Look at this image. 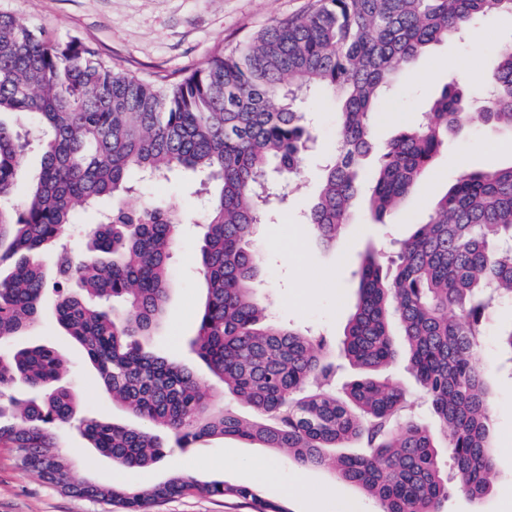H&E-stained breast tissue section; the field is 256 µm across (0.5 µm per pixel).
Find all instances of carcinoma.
I'll list each match as a JSON object with an SVG mask.
<instances>
[{
  "label": "carcinoma",
  "mask_w": 512,
  "mask_h": 512,
  "mask_svg": "<svg viewBox=\"0 0 512 512\" xmlns=\"http://www.w3.org/2000/svg\"><path fill=\"white\" fill-rule=\"evenodd\" d=\"M512 16V0H311L304 13L278 19L200 66L145 79L79 37L48 39L0 13V250L14 259L0 276V447L18 466L61 491L126 512L193 491L251 502L257 512H292L252 486L174 473L151 486L69 479L71 460L56 430L79 420L91 447L118 466L139 470L163 457L161 437L186 448L207 437L286 450L303 467L374 498L379 512H444L461 492L473 500L494 475L491 401L476 353L486 325L512 304V165L463 170L429 218L397 243L394 255H364L358 301L343 340L344 359L363 375L337 393L340 363L322 336L272 321L257 296L255 224L286 199L309 140L301 105L316 90L342 100L338 140L324 165L306 219L333 246L350 223L372 152L377 108L399 72L429 45L489 15ZM490 94L469 112L455 81L444 84L427 117L382 150L371 173L369 205L381 221L431 168L448 139L474 118L512 132V40L489 60ZM37 134L23 132L28 120ZM41 155L38 175L18 209L9 203L24 156ZM183 169L211 196L203 217L201 265L207 300L190 350L220 386L201 390L184 366L141 341L160 324L183 214L163 202L114 206L91 226V246L75 257L62 244L78 207L128 194L137 178ZM58 247L62 294L58 325L85 350L112 402L141 421L133 428L77 418L79 394L57 385L67 366L45 345L19 347L39 316L46 281L39 252ZM501 366L512 370V327L499 333ZM406 354V369L427 396L437 428L409 410L403 388L385 371ZM34 395L1 401L15 384ZM247 404L243 416L224 404ZM448 449L446 469L438 449Z\"/></svg>",
  "instance_id": "cac0c4a2"
}]
</instances>
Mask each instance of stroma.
Listing matches in <instances>:
<instances>
[{"label": "stroma", "mask_w": 512, "mask_h": 512, "mask_svg": "<svg viewBox=\"0 0 512 512\" xmlns=\"http://www.w3.org/2000/svg\"><path fill=\"white\" fill-rule=\"evenodd\" d=\"M309 0H0V12L60 39L79 36L103 55L125 64L144 78L175 73L205 63L218 46H233L272 21L304 11ZM512 37V17L494 15L474 21L463 37L431 45L412 68L402 71L391 95L379 106L373 132L377 147H385L404 125L429 111L435 93L449 79L466 89L471 107L484 94L470 68L496 53ZM312 142L301 172L288 188L284 208L265 213L255 239L264 262L261 300L283 324L341 339L353 310L355 272L365 250L388 256L393 243L407 238L416 223L427 219L438 199L464 169L512 165V133L473 123L469 133L453 139L436 158L432 170L384 222H375L366 209L368 188H361L351 227L335 246L326 247L307 224L305 215L318 191L320 165L336 144L340 104L332 95L317 93L303 105ZM156 201L175 205L185 215L174 263L163 322L144 341L146 350L161 352L193 368L203 391L216 388L206 368L189 349L206 290L199 260L203 198L188 173L177 171L159 183H140L125 198L131 207ZM58 295L47 291L40 315L24 340L50 345L65 353L71 371L64 383L76 387L85 415L122 424L134 418L113 405L82 350L64 336L55 322ZM512 324V307L502 306L490 326L478 363L489 374L492 393V443L496 475L489 494L473 501L456 494L445 512H512V371L500 368L498 329ZM59 447L75 461L76 481L108 479L117 483L151 485L179 471L199 479L253 484L254 472L275 464L280 487L261 485L269 501H288L292 512H378L374 500L356 487L335 482L330 472L292 462L287 452L250 447L232 438L212 437L189 447H177L164 437L163 459L144 470L130 471L90 448L76 429L56 432ZM305 484L303 497L286 498L293 481ZM0 512H119L118 507L66 495L37 474L21 470L9 449L0 448ZM150 512H254L250 502L186 493L155 503Z\"/></svg>", "instance_id": "obj_1"}]
</instances>
